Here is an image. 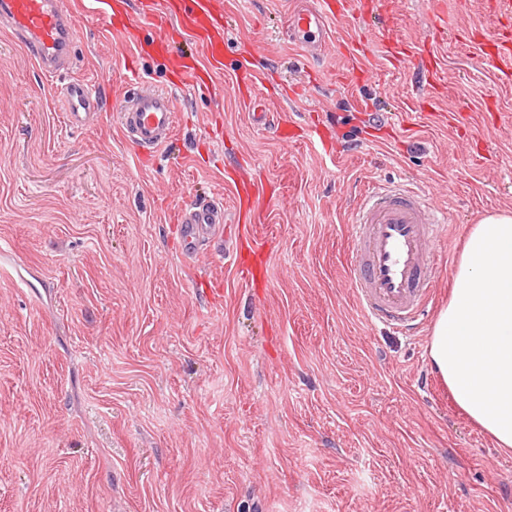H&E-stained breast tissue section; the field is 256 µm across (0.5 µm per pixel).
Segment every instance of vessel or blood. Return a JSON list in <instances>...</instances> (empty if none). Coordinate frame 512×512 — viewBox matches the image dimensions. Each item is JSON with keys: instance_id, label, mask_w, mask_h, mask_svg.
<instances>
[{"instance_id": "obj_1", "label": "vessel or blood", "mask_w": 512, "mask_h": 512, "mask_svg": "<svg viewBox=\"0 0 512 512\" xmlns=\"http://www.w3.org/2000/svg\"><path fill=\"white\" fill-rule=\"evenodd\" d=\"M351 0H313L312 5L295 10L289 20L288 35L309 49L328 35L330 22L344 15ZM498 22L486 34L494 49L486 53L487 63L502 76L512 75V0H496ZM77 10L64 9L61 0H0V30L18 42L46 77L59 75L69 64L77 31ZM177 23L204 50V57L186 62L169 55L163 33L169 23ZM151 26V41L158 56L164 57L172 84L192 83L209 91L214 72L224 68V14L215 0H152L148 18L127 16L114 26L125 44L142 50L139 33ZM237 80L245 85L246 105L256 124L269 125L257 93L258 76L247 63H240ZM70 126L85 125L99 107L96 87L84 81L70 82L61 90ZM115 119L124 135L145 154H153L168 144L177 128L178 110L169 92L156 88L126 90L121 94ZM260 194L257 183L242 181L234 187L239 220L249 221L251 205ZM224 221L217 205L200 204L182 216L183 241L194 252L207 227ZM445 218L411 186L370 184L360 197L354 220L350 280L355 297L371 322L395 330L416 326L419 316L435 303L436 267L429 255L430 243L440 239Z\"/></svg>"}]
</instances>
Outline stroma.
<instances>
[{
	"instance_id": "35a3bbf8",
	"label": "stroma",
	"mask_w": 512,
	"mask_h": 512,
	"mask_svg": "<svg viewBox=\"0 0 512 512\" xmlns=\"http://www.w3.org/2000/svg\"><path fill=\"white\" fill-rule=\"evenodd\" d=\"M220 2L214 96L91 15L53 79L0 32V512H512V451L430 363L438 309L411 331L371 324L349 272L368 182L409 183L446 215L440 307L473 224L512 211V80L453 32L489 26L490 0H459L450 27L431 0H394L397 60L355 9L308 56L284 35L292 0ZM243 57L293 139L251 122ZM132 76L179 110L147 158L113 118ZM82 78L101 110L75 128L51 87ZM432 99L441 118H420ZM237 178L267 189L248 228L231 221ZM204 197L226 222L187 255L177 215ZM249 231L271 244L259 285L227 255Z\"/></svg>"
}]
</instances>
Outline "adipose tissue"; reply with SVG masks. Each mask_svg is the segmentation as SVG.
<instances>
[{"label":"adipose tissue","instance_id":"1","mask_svg":"<svg viewBox=\"0 0 512 512\" xmlns=\"http://www.w3.org/2000/svg\"><path fill=\"white\" fill-rule=\"evenodd\" d=\"M455 288L434 325L433 367L455 402L497 442L512 448V213L474 225Z\"/></svg>","mask_w":512,"mask_h":512}]
</instances>
